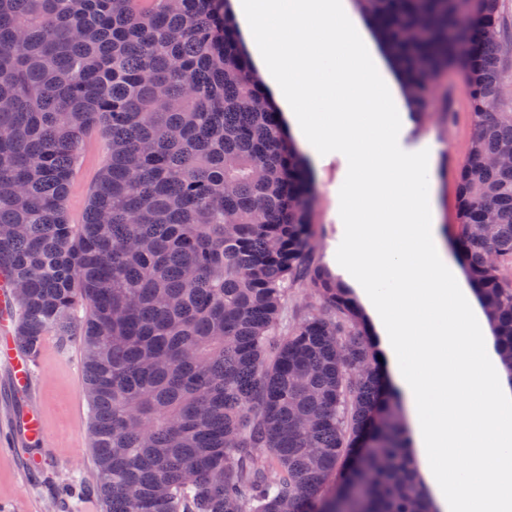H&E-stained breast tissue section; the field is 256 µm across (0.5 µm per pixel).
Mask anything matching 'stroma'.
<instances>
[{
  "instance_id": "obj_1",
  "label": "stroma",
  "mask_w": 512,
  "mask_h": 512,
  "mask_svg": "<svg viewBox=\"0 0 512 512\" xmlns=\"http://www.w3.org/2000/svg\"><path fill=\"white\" fill-rule=\"evenodd\" d=\"M461 83L458 72H449L438 84L431 112L421 120L409 121L401 135L408 150L426 142L435 146L433 178L439 221L452 237L458 232L459 173L473 136L470 105ZM107 155L104 139H90L84 146L67 201L74 222L82 220L88 192ZM347 170L348 159L342 154L311 170L315 260L323 265L333 260L344 243L346 228L336 196ZM34 387L46 437L27 444L22 456L0 458V512H102L95 491L96 466L90 449L79 346L57 336L48 337L37 357ZM41 456L46 459L45 467L38 477H31L25 460Z\"/></svg>"
}]
</instances>
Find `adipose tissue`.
Instances as JSON below:
<instances>
[{"instance_id": "obj_1", "label": "adipose tissue", "mask_w": 512, "mask_h": 512, "mask_svg": "<svg viewBox=\"0 0 512 512\" xmlns=\"http://www.w3.org/2000/svg\"><path fill=\"white\" fill-rule=\"evenodd\" d=\"M255 65L311 158L343 152L337 257L379 314L408 443L443 512H512V376L456 279L428 152L399 141L405 115L372 65L345 0H236Z\"/></svg>"}]
</instances>
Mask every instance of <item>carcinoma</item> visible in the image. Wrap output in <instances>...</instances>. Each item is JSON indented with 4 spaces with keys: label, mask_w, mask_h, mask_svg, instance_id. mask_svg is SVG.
<instances>
[{
    "label": "carcinoma",
    "mask_w": 512,
    "mask_h": 512,
    "mask_svg": "<svg viewBox=\"0 0 512 512\" xmlns=\"http://www.w3.org/2000/svg\"><path fill=\"white\" fill-rule=\"evenodd\" d=\"M411 114L474 135L451 253L512 371V75L498 0H359ZM108 145L81 223L88 134ZM314 189L224 0H0V271L16 341L82 351L105 512H433ZM317 311L280 330L288 290Z\"/></svg>",
    "instance_id": "obj_1"
}]
</instances>
